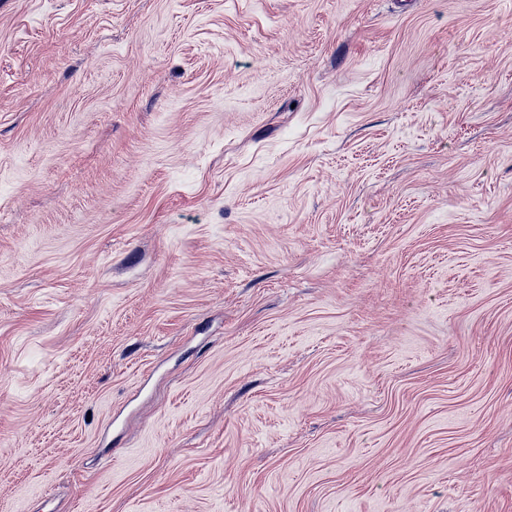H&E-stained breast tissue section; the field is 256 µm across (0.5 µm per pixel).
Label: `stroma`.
Instances as JSON below:
<instances>
[{
  "label": "stroma",
  "instance_id": "obj_1",
  "mask_svg": "<svg viewBox=\"0 0 512 512\" xmlns=\"http://www.w3.org/2000/svg\"><path fill=\"white\" fill-rule=\"evenodd\" d=\"M0 512H512V0H0Z\"/></svg>",
  "mask_w": 512,
  "mask_h": 512
}]
</instances>
